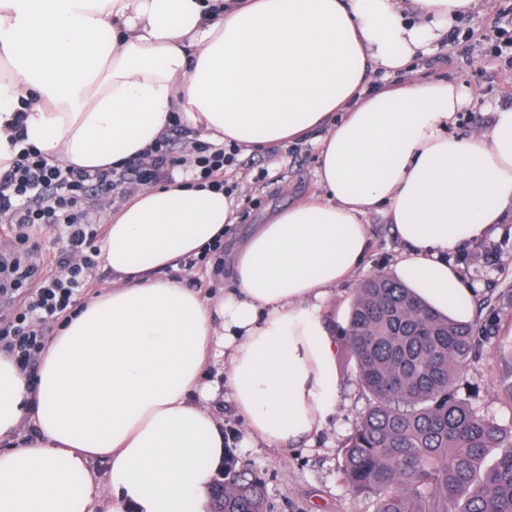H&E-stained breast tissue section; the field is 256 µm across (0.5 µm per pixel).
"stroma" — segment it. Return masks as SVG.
Returning <instances> with one entry per match:
<instances>
[{
  "mask_svg": "<svg viewBox=\"0 0 512 512\" xmlns=\"http://www.w3.org/2000/svg\"><path fill=\"white\" fill-rule=\"evenodd\" d=\"M512 42V0H482L476 13L463 18L452 38L455 51L439 43L418 63L421 76L451 78L472 89V103L459 114L456 136L469 138L485 133L496 106L512 104V94L503 87L512 83V52L494 56L489 34ZM317 151L312 144L275 147L260 154H237L232 181L242 187L239 221L225 237L215 265L200 262L185 272L187 287L219 294L224 286L234 250L255 230L268 210L304 199L318 190ZM370 249L364 268L356 278L338 285L322 305V316L333 335L346 331L350 303L362 280L390 273L403 245L392 225L376 213L365 217ZM61 242L51 232L22 244L12 233H0V253L6 261L17 260L45 270L47 259L59 251ZM471 290L469 301L479 305L504 288H512V220L494 225L491 235L468 243L449 254ZM498 370L490 355L471 362L458 395L485 416L502 426L512 425V401L497 389ZM339 406L324 428L308 441L285 451L253 441L243 433L242 423L231 402L218 413L224 432L237 456L249 463L265 480L272 512H373L371 500L351 491L340 480L341 448L368 407L347 345L336 350Z\"/></svg>",
  "mask_w": 512,
  "mask_h": 512,
  "instance_id": "obj_1",
  "label": "stroma"
}]
</instances>
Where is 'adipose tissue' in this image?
Listing matches in <instances>:
<instances>
[{"mask_svg": "<svg viewBox=\"0 0 512 512\" xmlns=\"http://www.w3.org/2000/svg\"><path fill=\"white\" fill-rule=\"evenodd\" d=\"M480 3L0 0V168L24 100L30 142L65 166L121 167L178 124L250 154L313 139L322 189L255 229L218 298L179 271L223 243L232 196L178 180L113 204L111 288L64 320L36 381L0 352V512H207L223 396L268 447L319 432L339 346L321 306L361 266L368 214L405 245L395 280L473 318L448 255L512 217V107L455 136L471 91L415 62ZM378 71L398 83L371 88ZM211 362L221 379L206 378ZM26 420L36 438L13 445Z\"/></svg>", "mask_w": 512, "mask_h": 512, "instance_id": "obj_1", "label": "adipose tissue"}]
</instances>
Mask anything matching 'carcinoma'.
I'll use <instances>...</instances> for the list:
<instances>
[{"label": "carcinoma", "mask_w": 512, "mask_h": 512, "mask_svg": "<svg viewBox=\"0 0 512 512\" xmlns=\"http://www.w3.org/2000/svg\"><path fill=\"white\" fill-rule=\"evenodd\" d=\"M492 314L480 330L381 274L357 288L346 339L370 402L342 447L340 473L374 512H512V428L457 394L468 363L496 338ZM493 356L512 402V350ZM222 468L224 497L208 512H269L257 471L229 448Z\"/></svg>", "instance_id": "1"}]
</instances>
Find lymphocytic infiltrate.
<instances>
[{
    "mask_svg": "<svg viewBox=\"0 0 512 512\" xmlns=\"http://www.w3.org/2000/svg\"><path fill=\"white\" fill-rule=\"evenodd\" d=\"M16 133L23 147L9 169L0 172V224L10 225L24 237L43 227L64 243L54 256L53 273L41 277L20 264L0 263L7 281L0 297L22 296L17 312L0 328V346L24 362L44 351L52 324L70 316L84 281L97 266L101 226L83 206L89 189L104 192L129 179L148 186L172 176L176 162L168 141L162 139L144 157L119 170L65 167L28 144L24 127H17ZM234 159L233 153L201 142L186 171L193 180L220 189L224 169Z\"/></svg>",
    "mask_w": 512,
    "mask_h": 512,
    "instance_id": "f902f5d3",
    "label": "lymphocytic infiltrate"
}]
</instances>
